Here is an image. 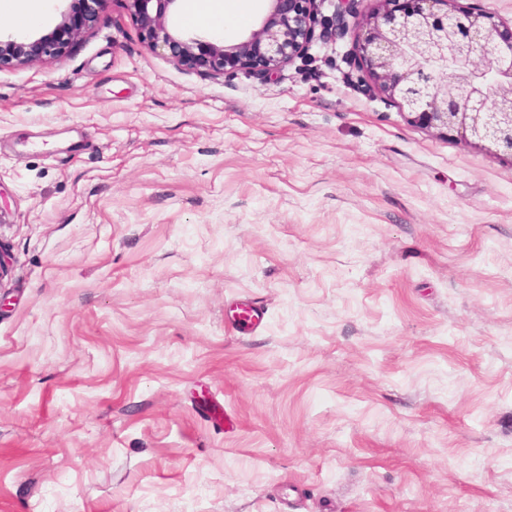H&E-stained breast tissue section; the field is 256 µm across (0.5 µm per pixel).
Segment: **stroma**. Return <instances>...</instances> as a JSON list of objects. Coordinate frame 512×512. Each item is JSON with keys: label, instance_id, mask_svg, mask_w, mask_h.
I'll return each instance as SVG.
<instances>
[{"label": "stroma", "instance_id": "obj_1", "mask_svg": "<svg viewBox=\"0 0 512 512\" xmlns=\"http://www.w3.org/2000/svg\"><path fill=\"white\" fill-rule=\"evenodd\" d=\"M375 6L212 77L102 0L0 71V512H512V158L375 89ZM99 1L72 0L76 5L60 14L61 20L54 31L35 39L30 34L2 37L0 30V70L62 57L70 45L95 24Z\"/></svg>", "mask_w": 512, "mask_h": 512}]
</instances>
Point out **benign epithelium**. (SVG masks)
Instances as JSON below:
<instances>
[{"label": "benign epithelium", "mask_w": 512, "mask_h": 512, "mask_svg": "<svg viewBox=\"0 0 512 512\" xmlns=\"http://www.w3.org/2000/svg\"><path fill=\"white\" fill-rule=\"evenodd\" d=\"M48 35L0 36V70L63 56L96 22L99 0H73ZM141 38L174 63L221 76L278 73L307 53L330 20L322 0H267L258 28L230 45L168 26L178 0H123ZM358 22L355 56L377 89L414 122L457 131L512 157V27L483 13L448 8L452 0H378Z\"/></svg>", "instance_id": "benign-epithelium-1"}]
</instances>
